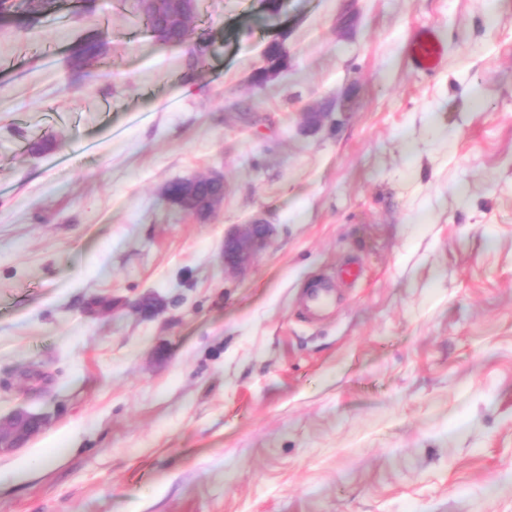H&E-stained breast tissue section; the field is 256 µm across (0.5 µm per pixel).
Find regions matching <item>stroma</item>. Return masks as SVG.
<instances>
[{"label":"stroma","mask_w":512,"mask_h":512,"mask_svg":"<svg viewBox=\"0 0 512 512\" xmlns=\"http://www.w3.org/2000/svg\"><path fill=\"white\" fill-rule=\"evenodd\" d=\"M15 3L0 414L47 425L0 455V512H512V0L491 20L484 0H201L179 46L133 0ZM421 27L445 47L430 75L407 58ZM276 38L288 68L255 87ZM215 171L207 223L162 195ZM257 216L271 244L225 270V230ZM334 288V281H322L309 291L305 307L310 318H319L328 310L333 301Z\"/></svg>","instance_id":"stroma-1"}]
</instances>
